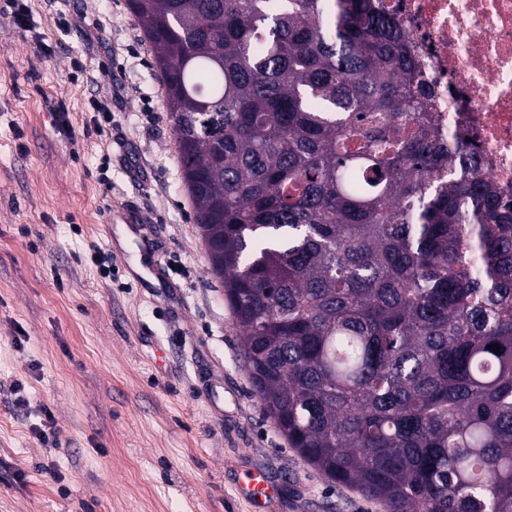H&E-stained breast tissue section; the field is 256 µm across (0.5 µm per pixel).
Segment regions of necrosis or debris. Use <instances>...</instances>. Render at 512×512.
Listing matches in <instances>:
<instances>
[{
    "label": "necrosis or debris",
    "mask_w": 512,
    "mask_h": 512,
    "mask_svg": "<svg viewBox=\"0 0 512 512\" xmlns=\"http://www.w3.org/2000/svg\"><path fill=\"white\" fill-rule=\"evenodd\" d=\"M431 91L444 132L467 133L504 201H512V0H383Z\"/></svg>",
    "instance_id": "necrosis-or-debris-1"
}]
</instances>
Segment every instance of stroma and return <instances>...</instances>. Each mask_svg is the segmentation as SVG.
Here are the masks:
<instances>
[{
  "mask_svg": "<svg viewBox=\"0 0 512 512\" xmlns=\"http://www.w3.org/2000/svg\"><path fill=\"white\" fill-rule=\"evenodd\" d=\"M26 4L28 31L0 12V512H384L254 391L129 0ZM241 493L253 502H264L273 498L275 489L268 480L266 473L255 469L249 473L241 486Z\"/></svg>",
  "mask_w": 512,
  "mask_h": 512,
  "instance_id": "obj_1",
  "label": "stroma"
}]
</instances>
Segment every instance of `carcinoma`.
I'll use <instances>...</instances> for the list:
<instances>
[{
	"label": "carcinoma",
	"mask_w": 512,
	"mask_h": 512,
	"mask_svg": "<svg viewBox=\"0 0 512 512\" xmlns=\"http://www.w3.org/2000/svg\"><path fill=\"white\" fill-rule=\"evenodd\" d=\"M290 447L384 512H512V203L373 0H129ZM496 344L500 349L491 350Z\"/></svg>",
	"instance_id": "1"
}]
</instances>
